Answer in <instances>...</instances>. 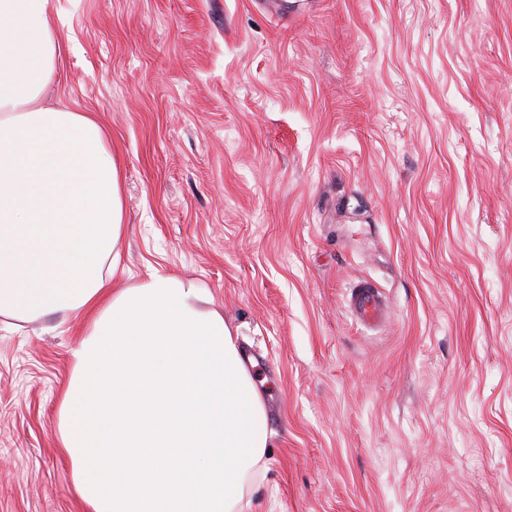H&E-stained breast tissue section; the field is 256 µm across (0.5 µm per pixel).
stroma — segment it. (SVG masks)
<instances>
[{
	"mask_svg": "<svg viewBox=\"0 0 512 512\" xmlns=\"http://www.w3.org/2000/svg\"><path fill=\"white\" fill-rule=\"evenodd\" d=\"M48 9L51 95L123 172L116 286L199 281L254 357L246 512H512V0ZM90 324L0 322V512H84L57 424ZM351 288L355 289L351 296L350 307L361 323L372 325L385 317V301L371 282L359 281Z\"/></svg>",
	"mask_w": 512,
	"mask_h": 512,
	"instance_id": "obj_1",
	"label": "stroma"
}]
</instances>
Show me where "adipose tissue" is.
Returning <instances> with one entry per match:
<instances>
[{
	"instance_id": "obj_1",
	"label": "adipose tissue",
	"mask_w": 512,
	"mask_h": 512,
	"mask_svg": "<svg viewBox=\"0 0 512 512\" xmlns=\"http://www.w3.org/2000/svg\"><path fill=\"white\" fill-rule=\"evenodd\" d=\"M61 49L47 0H0V318L94 315L58 409L85 512H241L263 393L198 282L110 288L122 174L92 113L44 102Z\"/></svg>"
}]
</instances>
